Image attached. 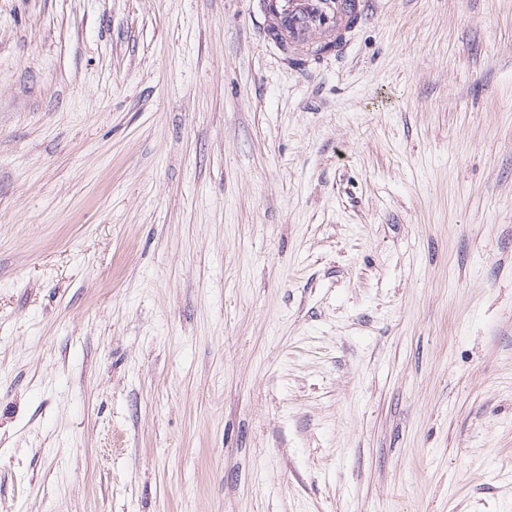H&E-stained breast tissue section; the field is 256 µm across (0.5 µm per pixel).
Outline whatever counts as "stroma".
Segmentation results:
<instances>
[{"instance_id":"stroma-1","label":"stroma","mask_w":512,"mask_h":512,"mask_svg":"<svg viewBox=\"0 0 512 512\" xmlns=\"http://www.w3.org/2000/svg\"><path fill=\"white\" fill-rule=\"evenodd\" d=\"M0 0V512H512V0ZM278 1L273 9L264 11L270 24L276 22L280 27L300 39H309L317 30L315 20L320 13L325 15V25L332 29L341 27L345 22V0H273Z\"/></svg>"}]
</instances>
